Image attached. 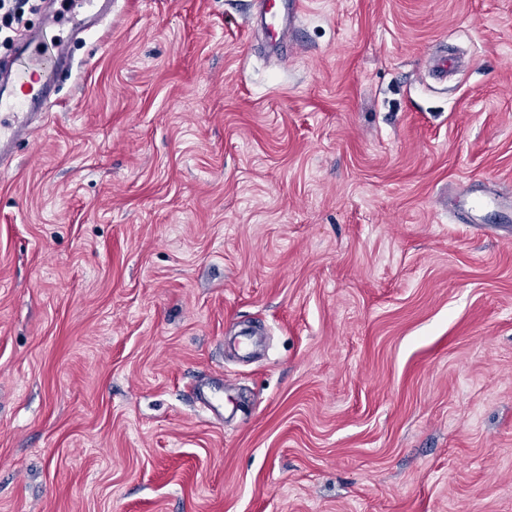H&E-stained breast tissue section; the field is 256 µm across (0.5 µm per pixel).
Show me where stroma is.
<instances>
[{"label": "stroma", "instance_id": "stroma-1", "mask_svg": "<svg viewBox=\"0 0 512 512\" xmlns=\"http://www.w3.org/2000/svg\"><path fill=\"white\" fill-rule=\"evenodd\" d=\"M254 3L116 0L0 171V512H512V0ZM302 8L300 0H258L257 20L277 48H285L288 30Z\"/></svg>", "mask_w": 512, "mask_h": 512}]
</instances>
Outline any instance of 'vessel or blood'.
<instances>
[{"label":"vessel or blood","instance_id":"vessel-or-blood-1","mask_svg":"<svg viewBox=\"0 0 512 512\" xmlns=\"http://www.w3.org/2000/svg\"><path fill=\"white\" fill-rule=\"evenodd\" d=\"M111 3L112 0H66L64 14L48 12L44 29L17 39L15 52L28 60L31 68L0 81V168L10 163L16 142L53 107L51 78L70 64L69 43L55 35V27L64 17L83 16ZM301 8V0H258L257 20L276 48L286 47L290 24Z\"/></svg>","mask_w":512,"mask_h":512}]
</instances>
